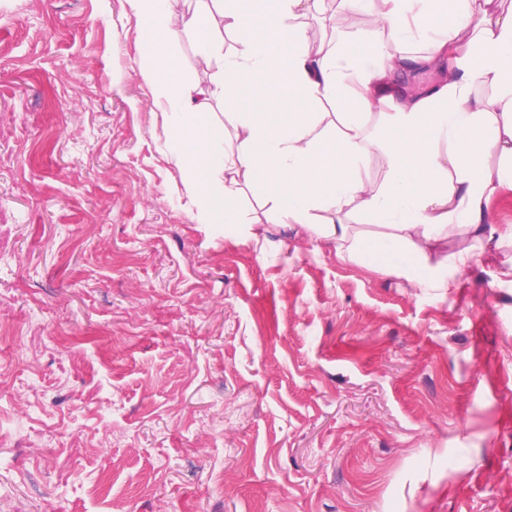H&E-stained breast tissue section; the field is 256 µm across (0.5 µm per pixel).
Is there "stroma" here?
<instances>
[{
  "mask_svg": "<svg viewBox=\"0 0 512 512\" xmlns=\"http://www.w3.org/2000/svg\"><path fill=\"white\" fill-rule=\"evenodd\" d=\"M141 67L127 0H0V512H512V239L437 296L198 223Z\"/></svg>",
  "mask_w": 512,
  "mask_h": 512,
  "instance_id": "1",
  "label": "stroma"
}]
</instances>
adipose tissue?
<instances>
[{
	"label": "adipose tissue",
	"instance_id": "obj_1",
	"mask_svg": "<svg viewBox=\"0 0 512 512\" xmlns=\"http://www.w3.org/2000/svg\"><path fill=\"white\" fill-rule=\"evenodd\" d=\"M174 27L169 0H128L137 18L144 75L161 108L171 160L185 174L201 224L239 226L240 199L253 191L269 222L304 230L341 257L378 258L383 271L411 287L438 292L452 285L453 269L472 255L432 260L433 243L461 228L481 248L512 237L489 222L499 188H512V5L504 0H340L343 13L386 22L392 42L386 63L354 42L308 44L296 18L312 0H195ZM217 12L236 36L208 84L189 86L173 50L190 38L211 63L218 42L208 12ZM423 39L427 53H408ZM452 60L447 78L404 98L398 78ZM488 83L497 95H474ZM395 106L385 132L368 134L367 120L381 94ZM271 109H253L256 97ZM233 103V137L214 121L212 102ZM332 112L314 111L320 102ZM287 111H280V104ZM383 152L388 176L364 180L371 150ZM501 160L489 169L485 160ZM353 212L382 226L373 237L354 234L335 215Z\"/></svg>",
	"mask_w": 512,
	"mask_h": 512
}]
</instances>
